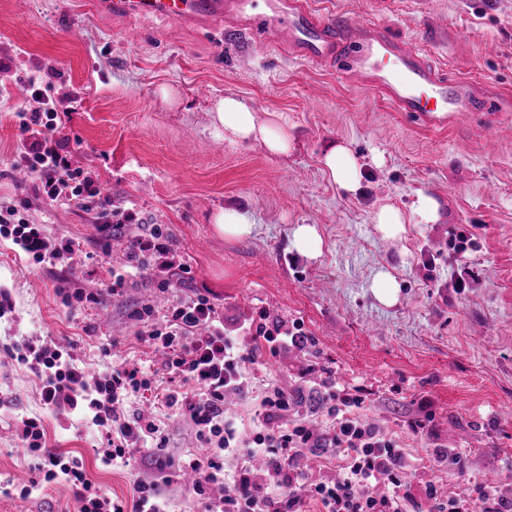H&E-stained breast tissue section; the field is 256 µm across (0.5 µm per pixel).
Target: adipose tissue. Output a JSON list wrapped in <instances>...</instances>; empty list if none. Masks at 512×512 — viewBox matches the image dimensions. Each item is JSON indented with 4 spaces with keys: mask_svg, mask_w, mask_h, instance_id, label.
Instances as JSON below:
<instances>
[{
    "mask_svg": "<svg viewBox=\"0 0 512 512\" xmlns=\"http://www.w3.org/2000/svg\"><path fill=\"white\" fill-rule=\"evenodd\" d=\"M210 123L224 134L225 142L232 145L261 144L273 156L287 154L291 134L288 117L282 112H269L258 116L245 101L234 95L217 99L209 111ZM324 174L341 190L356 191L359 183V165L348 143H338L324 152L320 159ZM438 219V205L429 195H419L411 214H404L395 207L384 204L374 214V222L384 238L399 239L406 226L415 222L431 224Z\"/></svg>",
    "mask_w": 512,
    "mask_h": 512,
    "instance_id": "ef3b65f1",
    "label": "adipose tissue"
}]
</instances>
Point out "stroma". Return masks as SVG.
Wrapping results in <instances>:
<instances>
[{"instance_id":"1","label":"stroma","mask_w":512,"mask_h":512,"mask_svg":"<svg viewBox=\"0 0 512 512\" xmlns=\"http://www.w3.org/2000/svg\"><path fill=\"white\" fill-rule=\"evenodd\" d=\"M328 15L353 14L387 26L448 71L512 87V0H314ZM142 33L125 38L128 29ZM55 70L51 95L69 113L60 132L74 166L92 172L113 206L168 227L184 281L160 291L159 274L130 279L113 295L117 259L94 213L38 199L32 178L13 167L24 107L18 79ZM173 89L165 101L161 88ZM258 115L283 112L293 147L273 157L257 143L232 146L208 112L224 95ZM349 142L361 168L347 193L323 173L320 157ZM432 196L440 218L411 224L403 241L382 239L379 204L410 212ZM27 202L31 223L74 239L71 260L49 267L0 243V287L14 311L0 321V344L47 336L71 349L89 372L114 359L163 357L136 338L131 311L165 308L192 289L209 290L227 329L265 309L277 322L301 321L312 344L266 356L257 377L294 387L307 364L332 369L369 393L364 417L398 435L405 461L423 480L454 492L512 490V112H465L444 128L423 125L374 94L314 71L258 39L217 37L163 18L115 17L93 0H0V203ZM247 212L250 238L218 236L221 209ZM316 225L320 254L292 247V229ZM466 235L465 253L452 242ZM395 276L400 299L381 305L370 291L379 268ZM96 294L67 307L58 286ZM431 411L425 435L405 423ZM42 418L46 444L83 456L109 496L131 501L133 477L98 465L100 435L82 416L46 409L36 380L0 356V512H74L66 482L30 498L14 487L32 476L15 426ZM466 452L464 474L430 463L431 447Z\"/></svg>"}]
</instances>
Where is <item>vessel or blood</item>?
Masks as SVG:
<instances>
[{
    "mask_svg": "<svg viewBox=\"0 0 512 512\" xmlns=\"http://www.w3.org/2000/svg\"><path fill=\"white\" fill-rule=\"evenodd\" d=\"M97 6L116 15L258 35L274 51L334 72L433 126L463 112H512L511 91L449 73L384 26L353 15H324L312 0H98Z\"/></svg>",
    "mask_w": 512,
    "mask_h": 512,
    "instance_id": "vessel-or-blood-1",
    "label": "vessel or blood"
}]
</instances>
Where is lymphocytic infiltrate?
I'll use <instances>...</instances> for the list:
<instances>
[{
	"label": "lymphocytic infiltrate",
	"mask_w": 512,
	"mask_h": 512,
	"mask_svg": "<svg viewBox=\"0 0 512 512\" xmlns=\"http://www.w3.org/2000/svg\"><path fill=\"white\" fill-rule=\"evenodd\" d=\"M26 83L30 108L17 114L14 167L32 174L37 195L95 212L105 233L136 229L127 264L112 272L113 294H121L127 277L171 269L165 226L113 207L89 172L72 167L70 140L59 133L62 120L52 97L37 87L35 77ZM2 239L38 263L53 264L75 252L74 240L49 235L13 206H0ZM132 318L140 326L139 340L163 356L165 388H156L139 363L88 375L70 351L44 337L0 351L36 378L44 406L79 414L97 428L101 443L95 453L103 465L131 471L147 459L156 476L136 481L131 502L112 498L89 478L83 457L47 447L41 419L26 417L15 436L36 458L38 476L21 486V498L61 480L72 487L78 512H171L165 489L189 475L200 512H306L310 502L319 512H416L424 503L429 512H512V494L497 489L443 497L429 481L414 488L399 438L361 414L366 390L340 385L331 370L308 366L301 386L292 389L274 380L257 384L250 366L259 354L276 356L307 343L299 323H272L263 313L230 336L223 313L198 291L162 311L141 305ZM306 386L319 395L320 423L299 416ZM154 391L191 426L201 453L168 456L167 436L156 417L138 407ZM253 394L259 413L244 432L226 416L224 405L228 397Z\"/></svg>",
	"instance_id": "f902f5d3"
}]
</instances>
